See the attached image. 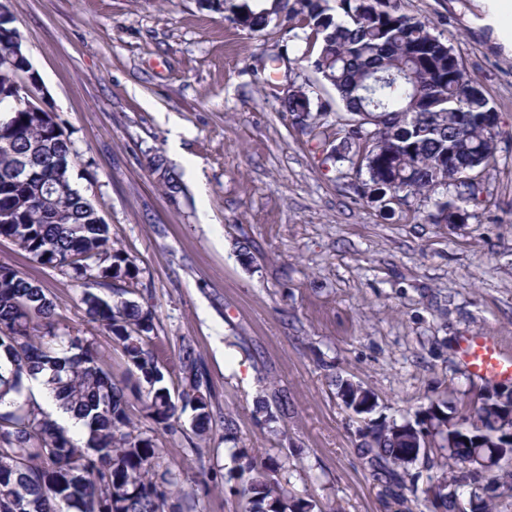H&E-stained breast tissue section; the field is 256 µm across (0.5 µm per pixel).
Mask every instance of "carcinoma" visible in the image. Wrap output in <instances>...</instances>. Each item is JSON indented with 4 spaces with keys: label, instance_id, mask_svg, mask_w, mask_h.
<instances>
[{
    "label": "carcinoma",
    "instance_id": "1",
    "mask_svg": "<svg viewBox=\"0 0 512 512\" xmlns=\"http://www.w3.org/2000/svg\"><path fill=\"white\" fill-rule=\"evenodd\" d=\"M281 0L289 30H300L303 55L336 97L312 115L303 87L282 102L294 118L306 115L319 148L336 136L338 163H361L349 184L359 198L398 197L399 213L417 198L432 201L433 224H462L467 206L482 203L465 174L480 176L498 153L499 116L454 47L433 34L430 22L400 14L387 0ZM235 22L256 30L268 16L247 4L219 0ZM11 21H0V54L15 41ZM10 71L0 65V238L12 240L36 261L83 286L85 314L121 351L126 370L112 373L108 358L72 334L43 289L0 266V512H193L176 495V474L158 462L153 440L135 432L136 414L174 428L186 411L202 440L212 423L201 391L204 368L189 343L177 370L156 358L154 316L125 298L136 292L139 270L112 241L98 208L71 180L76 154L53 112L20 107L9 92ZM344 115L328 120L333 104ZM32 171L17 179L21 159ZM49 203L30 200L48 187ZM112 284L113 299L96 287ZM42 381L54 402L81 423L85 453L27 390ZM344 408L362 416L376 407L361 385L331 377ZM429 400L412 430L385 418L357 429V453L395 512H493L512 491V410L488 395L448 408ZM227 480L238 482V512H337L288 496L274 468L248 449L235 454Z\"/></svg>",
    "mask_w": 512,
    "mask_h": 512
}]
</instances>
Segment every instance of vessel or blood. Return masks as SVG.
Wrapping results in <instances>:
<instances>
[{
  "instance_id": "b4317fda",
  "label": "vessel or blood",
  "mask_w": 512,
  "mask_h": 512,
  "mask_svg": "<svg viewBox=\"0 0 512 512\" xmlns=\"http://www.w3.org/2000/svg\"><path fill=\"white\" fill-rule=\"evenodd\" d=\"M460 363L469 376L486 383L512 381V347L491 331L462 337Z\"/></svg>"
}]
</instances>
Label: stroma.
Listing matches in <instances>:
<instances>
[{
  "label": "stroma",
  "mask_w": 512,
  "mask_h": 512,
  "mask_svg": "<svg viewBox=\"0 0 512 512\" xmlns=\"http://www.w3.org/2000/svg\"><path fill=\"white\" fill-rule=\"evenodd\" d=\"M450 40L500 117L484 202L465 223L386 218L349 198L307 130L283 112L288 82L330 93L283 14L258 30L204 0H6L22 50L77 153L72 179L139 269L155 350L200 356L213 411L200 446L219 475L231 452L272 458L292 497L385 512L356 451V425L330 384L369 389L377 414L482 387L458 340L493 330L512 343V53L484 20L487 0H395ZM180 177L177 199L153 155ZM0 265L42 288L75 334L125 365L91 322L80 283L0 238ZM235 432L224 434L225 418ZM136 426L162 450L195 512H234L191 463L190 428Z\"/></svg>",
  "instance_id": "obj_1"
}]
</instances>
